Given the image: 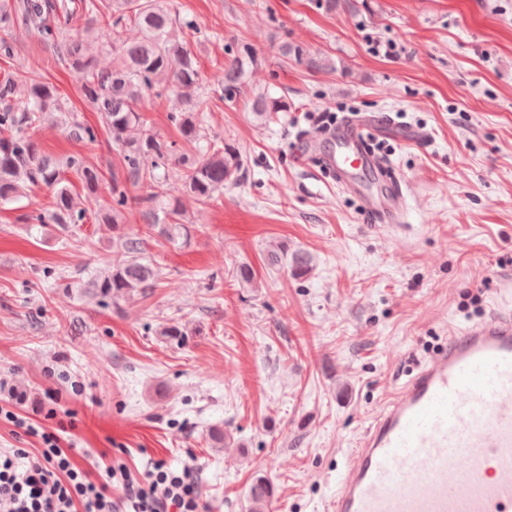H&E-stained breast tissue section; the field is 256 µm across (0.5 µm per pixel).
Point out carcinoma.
Masks as SVG:
<instances>
[{"instance_id":"carcinoma-1","label":"carcinoma","mask_w":512,"mask_h":512,"mask_svg":"<svg viewBox=\"0 0 512 512\" xmlns=\"http://www.w3.org/2000/svg\"><path fill=\"white\" fill-rule=\"evenodd\" d=\"M81 14L86 24L101 30L117 52L112 67L98 69L85 55L83 41L68 29L73 16ZM177 19L161 5V0H14L0 7V54H13V29H25L45 46L55 48L78 75L81 96L99 112L102 124L112 137L119 154L120 167L112 172V214L99 219L107 229L119 234L121 258L109 264L108 271L91 281L96 294L114 300L144 296L157 287V273L144 257L148 241L175 242L189 235L177 200L158 192L159 184L172 170L183 175L185 191L207 202L224 186L238 181L243 167L240 151L217 136L206 133L204 116L198 109L201 97L197 62L186 40L170 37ZM134 27L140 37L124 38ZM285 55H292L309 70L323 69L318 57L304 54L299 45H282ZM253 57L236 58L224 65V94L240 91L245 63ZM168 79L185 108L170 115L183 141L194 153L189 154L147 128L141 103L155 89L159 80ZM253 112L268 119L286 111L279 98L259 95L252 100ZM57 112L63 118L68 136L76 141L94 143L98 129L77 119L65 109L55 87L37 80L21 69L4 77L0 84V203L17 200L28 186L44 185L53 189L54 202L47 211H34L24 223L52 225L66 238L84 222L83 199L72 193L65 174L71 172L82 182L87 195L100 185L97 169L80 154L62 161L44 155L30 130L44 116ZM142 190L128 195L127 186ZM140 206L145 232L122 234L123 213L131 204ZM270 264H283L292 275L303 277L312 270L310 255L301 250L288 251L279 245L268 257ZM274 496L272 485L257 479L250 489L251 512H266Z\"/></svg>"}]
</instances>
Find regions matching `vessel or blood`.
Returning <instances> with one entry per match:
<instances>
[{
	"instance_id": "b4317fda",
	"label": "vessel or blood",
	"mask_w": 512,
	"mask_h": 512,
	"mask_svg": "<svg viewBox=\"0 0 512 512\" xmlns=\"http://www.w3.org/2000/svg\"><path fill=\"white\" fill-rule=\"evenodd\" d=\"M326 168L344 189L386 177L359 124L329 134ZM375 223L401 222L400 185L367 195ZM329 512H512V313L454 334L374 417L337 481Z\"/></svg>"
}]
</instances>
